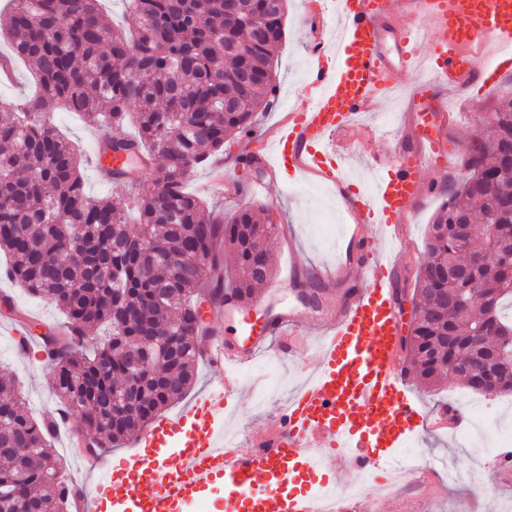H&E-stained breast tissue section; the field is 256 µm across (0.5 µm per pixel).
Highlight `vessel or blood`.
<instances>
[{
    "label": "vessel or blood",
    "mask_w": 512,
    "mask_h": 512,
    "mask_svg": "<svg viewBox=\"0 0 512 512\" xmlns=\"http://www.w3.org/2000/svg\"><path fill=\"white\" fill-rule=\"evenodd\" d=\"M338 36L319 37L310 53L309 79L317 93L297 100L261 146L268 174L284 169L332 186L343 201L352 232L339 261L308 268L292 256L289 279L308 277L335 283L352 268H366L367 283L354 289L310 347V364L263 437L224 445V417L234 410L237 381L211 384L189 408L158 420L141 449L109 463L86 460L103 482L91 512H209L211 493L227 486L224 512H353L343 496L327 498L317 487H336L345 469L383 473L402 485H416L420 472L401 464L399 452L426 419L407 391L397 360L403 334L393 303L394 256L390 241L406 223L411 204L432 195V173L446 168L454 148L428 134L401 140L377 159L374 190L360 191L340 172L336 134L353 130L405 90L403 120L426 109L447 112L446 90L469 93L490 87L501 69H512V0H339ZM434 45L422 56L421 34ZM493 48L494 61L479 55ZM429 66L432 77L404 89L402 73ZM102 179L133 170L134 158L93 152ZM298 322L282 314L242 351L227 343L216 324L205 329L203 353L218 367H238L266 353L267 342H287ZM176 448L177 464L163 452Z\"/></svg>",
    "instance_id": "obj_1"
}]
</instances>
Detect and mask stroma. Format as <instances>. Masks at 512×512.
<instances>
[{
  "mask_svg": "<svg viewBox=\"0 0 512 512\" xmlns=\"http://www.w3.org/2000/svg\"><path fill=\"white\" fill-rule=\"evenodd\" d=\"M302 0H288L283 18L284 38L275 52L277 61V103L272 111L256 116V129L262 135L275 127L285 116L293 100L311 95L308 83L310 56L308 45L312 38L310 29L302 20ZM512 97V71L503 73L492 87L479 93L452 94L448 97L451 120L439 128L441 136L455 146V157L447 171L440 174V187L430 197L416 200L411 205L408 224L401 232L402 247L397 248V270L394 279L395 297L403 313L402 320H409L408 309L414 289L416 272L426 258L424 237L428 224L436 210L447 200L449 189L465 174L464 162L470 138L480 119L492 111L501 99ZM404 107L403 97L390 100L386 108L375 112L370 129L342 134V141L352 146L343 165L351 172L369 176L371 170L366 151L383 152L397 137L410 138L409 129L400 125L399 117ZM258 148L253 139L245 138L226 145L218 155L216 164L227 171H239L243 184L239 193L228 195L208 183L209 167L198 168L187 185L190 193L205 204L206 214L230 217L242 208L253 209L259 218L274 215L276 223L291 226L297 235V248L316 265L335 261L338 248L348 229L345 215H338V232L319 236L316 226L322 211L335 206V195L324 196L319 192L320 181L298 174L284 175L281 181L271 182L260 191H252V182L261 180L263 173L250 162ZM358 277L338 282L332 293L321 296L319 308L306 307L289 289H282L273 299L274 312L294 307L302 316L297 332V348L278 359L265 356L238 372L245 398L244 407L228 420L227 427L237 436L262 434L268 416L278 412L288 396L287 384L296 382L308 355L301 347L302 341L317 333L320 319L337 311L347 298L349 289L358 285ZM0 376L16 378L23 403L30 415L42 419L53 412L58 404L54 374L42 357L21 353L9 326L0 324ZM407 385L419 399L426 412L432 413L449 404L472 402L489 404L496 408L498 425L512 430V394L494 396L471 392L460 382L448 380L445 388H422L414 379L407 377ZM488 436L473 440L463 438L461 432L441 430L423 432L414 438L416 463L433 467L437 472L456 471L455 482H441L435 488L406 487L402 493L381 503V512H512V491L499 484L493 458L488 453Z\"/></svg>",
  "mask_w": 512,
  "mask_h": 512,
  "instance_id": "35a3bbf8",
  "label": "stroma"
}]
</instances>
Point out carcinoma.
I'll return each instance as SVG.
<instances>
[{
  "label": "carcinoma",
  "mask_w": 512,
  "mask_h": 512,
  "mask_svg": "<svg viewBox=\"0 0 512 512\" xmlns=\"http://www.w3.org/2000/svg\"><path fill=\"white\" fill-rule=\"evenodd\" d=\"M0 37L40 83L0 123V255L4 273L54 304L63 327L29 321L52 367L59 408L81 416L90 438L121 442L191 387L200 304L240 302L266 281L262 243L276 225L248 208L207 219L186 183L224 145L253 134L255 114L276 91L274 51L283 39L287 0H130L137 27L116 28L100 0H10ZM63 105L112 131L109 147L151 156L155 190L127 205L85 190L83 154L46 115ZM473 135L470 173L427 227L428 256L413 301L420 317L402 346L425 386L448 378V361L472 356L480 327L512 332V259L493 254L492 233L512 243V99ZM484 255L480 288L445 276L466 253ZM231 286L203 279L224 257ZM465 387L512 392V366L481 363ZM50 420L33 418L15 381L0 377V512H70L76 489L48 444ZM12 448H28L16 456Z\"/></svg>",
  "instance_id": "carcinoma-1"
}]
</instances>
